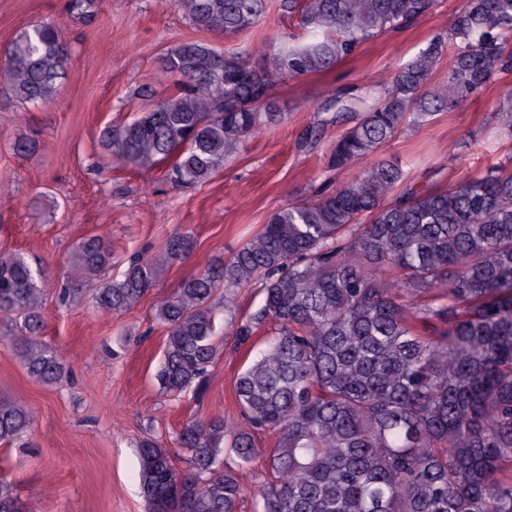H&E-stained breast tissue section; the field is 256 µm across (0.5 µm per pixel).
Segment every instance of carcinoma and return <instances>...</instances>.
<instances>
[{"label": "carcinoma", "mask_w": 512, "mask_h": 512, "mask_svg": "<svg viewBox=\"0 0 512 512\" xmlns=\"http://www.w3.org/2000/svg\"><path fill=\"white\" fill-rule=\"evenodd\" d=\"M202 30L246 33L268 0H173ZM437 0H288L305 38H280L259 70L238 52L187 41L170 47L161 74L177 78L157 106L101 137L113 161L152 170L175 185L208 181L279 113V82L327 71L362 42L430 12ZM448 78L432 80L448 44ZM68 62L61 30L40 23L5 52L0 75L13 97L43 104ZM512 0H465L446 30L398 70L380 93L336 95L329 122L350 126L330 164H364L318 198L282 208L230 258L213 260L158 303L166 341L156 371L162 392L202 394L220 355L219 303L260 282L263 299L237 327L254 343L234 397L244 426L190 420L177 441L184 470L152 434L137 441L149 512H240L238 470L264 456L256 436H275L257 512H512V167L420 189L377 157L406 126L430 124L496 81L506 85L496 129L512 138ZM190 235L167 240L163 258L131 257L107 279L112 245L83 239L61 283L64 304L85 299L121 315L156 284L162 265L186 258ZM42 273L20 253H0V313L30 376L51 384L57 352L39 337ZM31 411L0 400V443L28 433ZM0 512H27L0 476Z\"/></svg>", "instance_id": "cac0c4a2"}]
</instances>
